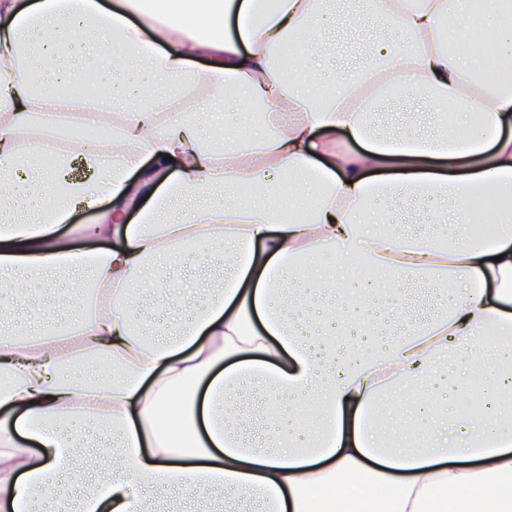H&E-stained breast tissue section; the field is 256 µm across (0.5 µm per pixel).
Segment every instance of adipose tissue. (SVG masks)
<instances>
[{"label":"adipose tissue","mask_w":512,"mask_h":512,"mask_svg":"<svg viewBox=\"0 0 512 512\" xmlns=\"http://www.w3.org/2000/svg\"><path fill=\"white\" fill-rule=\"evenodd\" d=\"M341 2L353 75L332 0H0V512L64 477L78 512H512V0ZM166 260L224 273L185 301Z\"/></svg>","instance_id":"1"}]
</instances>
